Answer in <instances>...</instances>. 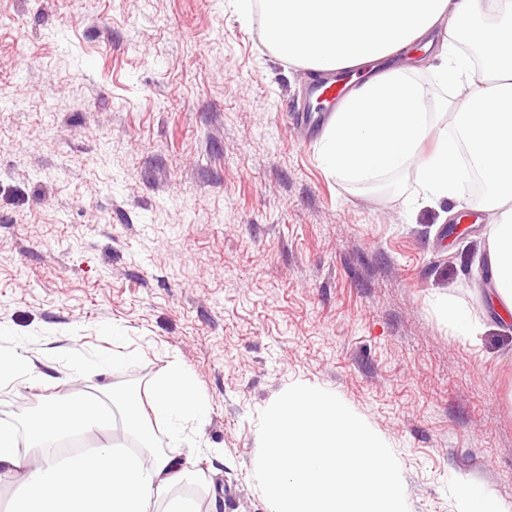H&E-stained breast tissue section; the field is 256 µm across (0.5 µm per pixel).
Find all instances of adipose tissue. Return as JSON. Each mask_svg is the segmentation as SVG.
Wrapping results in <instances>:
<instances>
[{
	"mask_svg": "<svg viewBox=\"0 0 512 512\" xmlns=\"http://www.w3.org/2000/svg\"><path fill=\"white\" fill-rule=\"evenodd\" d=\"M257 21L277 53L315 70L375 62L429 36L446 35L431 54L436 80L453 91L446 109L457 129L432 132L428 88L413 69L369 77L328 125L324 166L354 181H370L416 165L422 205L465 193L469 155L488 188L480 201L492 222L487 253L498 304L512 311V0H229ZM481 45V61L459 48L463 36ZM430 150H423L425 140ZM210 413L191 376L171 363L156 379L150 401L134 391L78 389L49 398L23 423H0V473L13 476L10 512H149L183 482L178 456L158 450L154 428L172 443L192 445L189 427ZM140 441L115 450L114 427ZM96 435L93 451L57 452L68 438Z\"/></svg>",
	"mask_w": 512,
	"mask_h": 512,
	"instance_id": "obj_1",
	"label": "adipose tissue"
}]
</instances>
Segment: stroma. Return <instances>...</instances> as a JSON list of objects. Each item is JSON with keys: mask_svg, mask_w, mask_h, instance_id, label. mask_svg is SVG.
<instances>
[{"mask_svg": "<svg viewBox=\"0 0 512 512\" xmlns=\"http://www.w3.org/2000/svg\"><path fill=\"white\" fill-rule=\"evenodd\" d=\"M306 73L227 0H0V347L38 371L0 422L64 393L70 355L110 361L86 390L145 396L175 361L210 414L173 498L272 512L257 417L302 383L390 446L409 512H463L466 484L512 512V315L484 225L447 218L473 200L329 172L289 112ZM440 309L447 316L448 323L458 335L474 336L480 329L479 320L473 317L465 307L450 300H445Z\"/></svg>", "mask_w": 512, "mask_h": 512, "instance_id": "35a3bbf8", "label": "stroma"}]
</instances>
